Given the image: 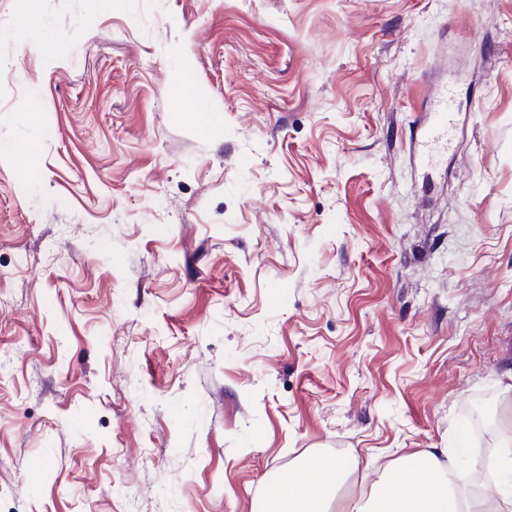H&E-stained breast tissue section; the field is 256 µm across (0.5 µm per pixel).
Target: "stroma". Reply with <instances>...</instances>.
I'll list each match as a JSON object with an SVG mask.
<instances>
[{
    "label": "stroma",
    "instance_id": "obj_1",
    "mask_svg": "<svg viewBox=\"0 0 512 512\" xmlns=\"http://www.w3.org/2000/svg\"><path fill=\"white\" fill-rule=\"evenodd\" d=\"M0 352V512H263L428 448L496 483L512 0H0ZM431 97L435 103L428 119V132L430 142H435L445 137L455 122L457 110L451 82L434 89ZM342 463L335 459L320 460L315 466L302 465L288 474L267 497V512H326L337 486L346 478Z\"/></svg>",
    "mask_w": 512,
    "mask_h": 512
}]
</instances>
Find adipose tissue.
Returning <instances> with one entry per match:
<instances>
[{"label": "adipose tissue", "instance_id": "adipose-tissue-1", "mask_svg": "<svg viewBox=\"0 0 512 512\" xmlns=\"http://www.w3.org/2000/svg\"><path fill=\"white\" fill-rule=\"evenodd\" d=\"M456 476L452 460L441 459L435 451L410 455L340 512H512V493L486 487L464 490ZM345 477L343 464L334 459L299 466L268 495L266 512H326Z\"/></svg>", "mask_w": 512, "mask_h": 512}]
</instances>
